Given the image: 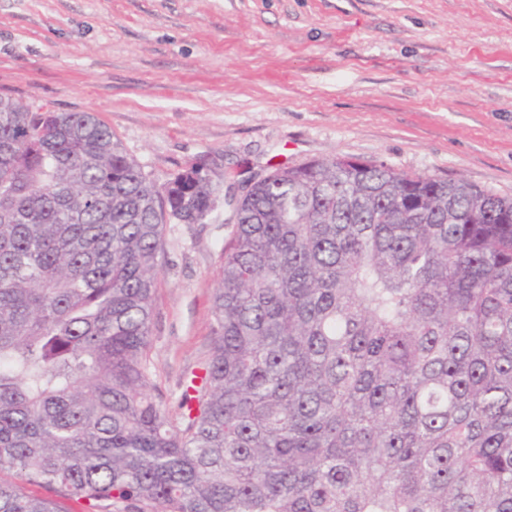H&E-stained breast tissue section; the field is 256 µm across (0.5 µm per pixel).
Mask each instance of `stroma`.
Returning <instances> with one entry per match:
<instances>
[{
  "label": "stroma",
  "mask_w": 512,
  "mask_h": 512,
  "mask_svg": "<svg viewBox=\"0 0 512 512\" xmlns=\"http://www.w3.org/2000/svg\"><path fill=\"white\" fill-rule=\"evenodd\" d=\"M0 96L94 113L160 184L352 156L512 196V0H0ZM231 215L166 230L150 371L172 412Z\"/></svg>",
  "instance_id": "stroma-1"
}]
</instances>
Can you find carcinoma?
<instances>
[{
    "mask_svg": "<svg viewBox=\"0 0 512 512\" xmlns=\"http://www.w3.org/2000/svg\"><path fill=\"white\" fill-rule=\"evenodd\" d=\"M161 186L90 112L0 97V512H512V197L352 157L224 195L213 337L150 378Z\"/></svg>",
    "mask_w": 512,
    "mask_h": 512,
    "instance_id": "carcinoma-1",
    "label": "carcinoma"
}]
</instances>
